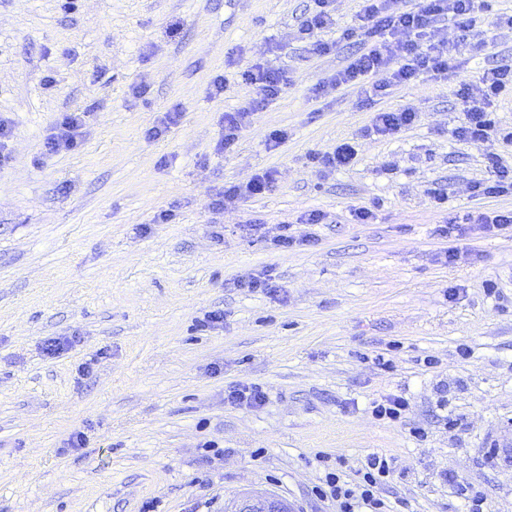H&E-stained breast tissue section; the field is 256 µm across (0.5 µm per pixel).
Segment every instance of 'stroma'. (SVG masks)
<instances>
[{"mask_svg": "<svg viewBox=\"0 0 512 512\" xmlns=\"http://www.w3.org/2000/svg\"><path fill=\"white\" fill-rule=\"evenodd\" d=\"M307 5L0 0V116L12 122L0 164V512H224L256 492L336 512L314 494L323 457H343L352 480L371 453L393 458L382 493L409 512H463L451 477L480 490L487 512H512V235L466 227L448 262L434 234L452 213L512 210L510 193L471 190L490 176L487 155L510 163L512 146L450 138L460 78L512 64V33L488 27L482 44L463 41L448 77L393 89L382 107L416 123L364 141L351 168L328 175L310 154L357 137L371 114L355 89L314 95L355 48L310 54L297 37ZM256 60L283 66L288 84L218 151L225 112L252 94L236 71ZM82 111L80 147L44 154L59 115ZM167 112L177 124L149 138ZM274 128L288 136L270 150ZM268 168L270 192L215 207L226 185ZM353 204L376 206L374 223H350ZM162 209L169 223H155ZM309 209L329 223H297ZM282 224L315 244L274 247ZM265 270L276 293L237 287ZM489 279L499 296H486ZM217 310L223 321L202 326ZM54 336L77 342L51 358ZM242 383L265 402H228ZM390 394L408 398L405 417L376 420L372 402ZM78 433L83 447L69 448Z\"/></svg>", "mask_w": 512, "mask_h": 512, "instance_id": "1", "label": "stroma"}]
</instances>
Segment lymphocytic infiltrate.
Returning a JSON list of instances; mask_svg holds the SVG:
<instances>
[{"mask_svg":"<svg viewBox=\"0 0 512 512\" xmlns=\"http://www.w3.org/2000/svg\"><path fill=\"white\" fill-rule=\"evenodd\" d=\"M362 7L352 27L342 30V41H357L359 48L347 64L317 90L326 93L342 88L357 89L361 104L372 110L373 117L363 134L368 138L396 137L416 120L415 112L407 109L379 108L380 100L392 88L406 86L421 75L447 74L450 60L457 50L455 43L439 39L442 28L453 26L481 39L476 13L481 0H415L409 8H401V0H361ZM334 0H311L307 6L299 34L312 54L322 56L334 49L322 34L335 23ZM244 84L252 87L254 95L241 107L225 113L223 135L219 150L229 151L240 134L248 127L255 112L266 107L281 95L287 85L286 70L271 62H256L240 73ZM512 94V65H502L484 71L478 79L459 83L458 98L462 113L453 131L455 138L481 143L498 137L512 143V129L497 126L492 107L498 99ZM86 112L61 113L51 133L45 138V154L72 151L79 147L81 130L89 120ZM474 224L486 232L512 230V211H477L464 218H450L437 225L436 236L452 238L461 232L463 224ZM387 457L370 454L360 470L357 484L344 481L341 469L325 475L322 487L315 494L336 503V512H393L390 503L380 496V490L392 470Z\"/></svg>","mask_w":512,"mask_h":512,"instance_id":"f902f5d3","label":"lymphocytic infiltrate"}]
</instances>
